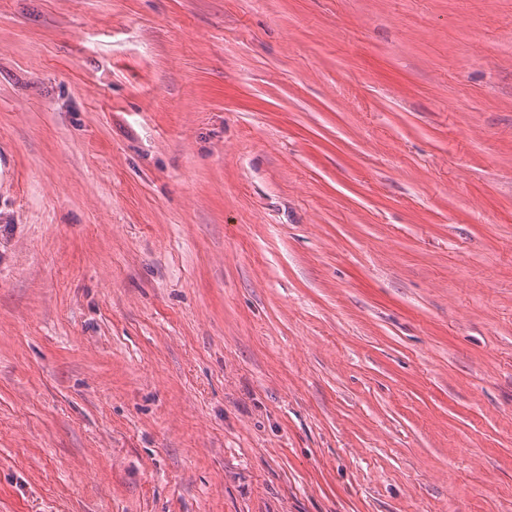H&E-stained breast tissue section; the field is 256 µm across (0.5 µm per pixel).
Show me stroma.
Returning a JSON list of instances; mask_svg holds the SVG:
<instances>
[{
  "mask_svg": "<svg viewBox=\"0 0 512 512\" xmlns=\"http://www.w3.org/2000/svg\"><path fill=\"white\" fill-rule=\"evenodd\" d=\"M0 512H512V0H0Z\"/></svg>",
  "mask_w": 512,
  "mask_h": 512,
  "instance_id": "obj_1",
  "label": "stroma"
}]
</instances>
